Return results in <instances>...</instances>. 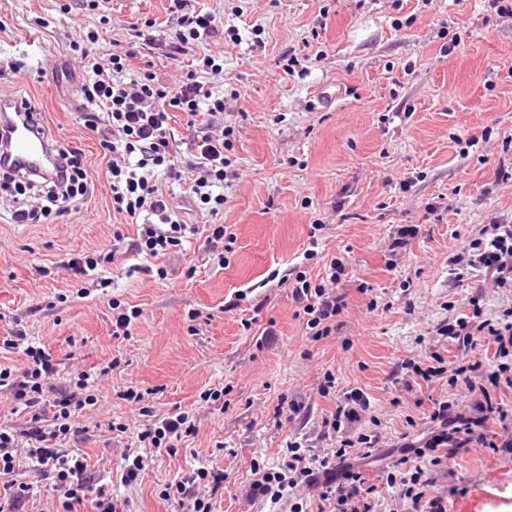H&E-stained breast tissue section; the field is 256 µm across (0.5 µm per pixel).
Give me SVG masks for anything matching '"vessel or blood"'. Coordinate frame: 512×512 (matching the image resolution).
Segmentation results:
<instances>
[{
  "label": "vessel or blood",
  "instance_id": "1",
  "mask_svg": "<svg viewBox=\"0 0 512 512\" xmlns=\"http://www.w3.org/2000/svg\"><path fill=\"white\" fill-rule=\"evenodd\" d=\"M0 130L5 133V147L0 150V166L29 174L42 173L51 157V144L40 133L30 112L14 98L0 95ZM502 485L485 481L474 485L452 501L448 512H493L501 499Z\"/></svg>",
  "mask_w": 512,
  "mask_h": 512
}]
</instances>
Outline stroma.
<instances>
[{"label": "stroma", "mask_w": 512, "mask_h": 512, "mask_svg": "<svg viewBox=\"0 0 512 512\" xmlns=\"http://www.w3.org/2000/svg\"><path fill=\"white\" fill-rule=\"evenodd\" d=\"M169 7L0 0V63L29 67L0 70V90L35 101L52 136L83 150L96 182L69 216L43 224L10 223L0 199V336L21 324L58 361V385L74 369L111 366L80 417L79 449L127 512H176L159 496L164 483L200 466L224 473L215 512H285L251 497L254 466L276 464L290 439L316 438L352 391L368 403L353 433L379 437L360 463L376 510L402 512L387 466L436 430L433 404L448 396L447 379H408L405 362L452 360L436 329L467 312L468 298L482 296L490 312L512 307V288L485 287L478 271L456 277L451 263L490 220L512 222V15L488 0H189L237 32L199 46L224 67L212 86L239 94L215 118L234 129L238 177L224 183L217 220L236 242L222 268L191 239L162 258V280L127 250L136 227L113 211L103 151L84 125L79 88L91 63L71 57L69 41L78 22L100 30L98 55L125 51L129 28L145 20L166 36ZM287 50L301 60L291 74ZM327 85L340 92L326 108L316 95ZM110 250L114 262L83 281L59 267ZM333 260L345 267L347 307L335 333L315 341L282 277L297 269L316 282ZM115 301L140 312L119 338ZM328 372L336 387L324 396ZM215 387L223 403L202 401ZM129 389L142 403L123 399ZM284 397L301 404L295 419L277 414ZM144 405L190 412L198 432L126 485L121 454L150 422ZM113 422L127 433L114 436ZM492 471L512 481V452L459 449L434 492L453 499Z\"/></svg>", "instance_id": "stroma-1"}]
</instances>
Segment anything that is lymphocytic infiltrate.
I'll return each instance as SVG.
<instances>
[{
    "label": "lymphocytic infiltrate",
    "instance_id": "1",
    "mask_svg": "<svg viewBox=\"0 0 512 512\" xmlns=\"http://www.w3.org/2000/svg\"><path fill=\"white\" fill-rule=\"evenodd\" d=\"M170 2L176 20L172 34L161 40L146 39L137 30L133 36L141 40L144 49L162 50L167 59L193 56V65L178 83L165 84L147 68H131L129 55L110 54L107 65L95 64L86 72L81 86L87 108L85 122L97 132L107 158L105 178L112 193V208L137 227L131 252L158 258L203 229L211 251L228 253L235 242L233 234L221 224L201 228L184 222L168 190L169 184L187 183L190 197L203 214L214 216L224 207V182L231 165L224 152L233 130L215 125L216 115L224 111V98L199 78L200 73L218 74L222 68L211 56L196 53L200 40L216 36L224 24L210 12L187 10V0ZM181 114L187 118V127L201 129L190 144L194 160L187 169L178 161L182 143L174 130ZM52 146L56 165L48 174L0 172V190L12 202L14 223L40 224L68 216L77 201L95 191L82 150L58 140ZM463 254L466 268L485 271L491 287L512 288V224H490ZM340 280L341 270L334 264L325 282L316 285L305 272L295 276L291 296L308 317L306 325L312 339L330 336L336 330L335 317L345 305L335 290ZM469 304V313L440 330L460 351V359L448 365L412 367L413 374L426 381L447 378L452 396L435 402L431 419L438 428L415 449L416 464L387 475L388 484L399 488L405 512H446L444 499L431 494L432 471L447 466L456 449L471 443L492 450L512 447V438L499 441L486 432L488 420L495 417L503 421L511 414L491 391L512 389V310L488 316L479 299H470ZM484 343L493 347V360L477 357L476 350ZM0 345L22 351L26 357L21 369L0 365V388L29 414L24 425L0 424V512H26L33 487L14 477L22 457L48 479L51 492L62 500L64 512H77L78 506L87 502L94 512H121L111 492L88 473L84 458L61 446L62 441L79 435V416L98 402L92 392L96 374L80 371L67 386L59 388L53 383L57 361L44 347L30 342L24 330H12L0 338ZM461 389L474 399L466 412L456 408L454 393ZM366 406L363 396L355 392L323 420L321 437L331 440V447H315L304 437L288 442L276 467L255 469L252 496L274 504L286 500L290 512H303L294 496L311 490L326 512H376L373 490L366 487L357 462L371 457L379 438L366 433L353 437L347 430L348 424L359 421V411ZM196 432L189 412L154 417L137 435L140 450L122 456V482L141 477L151 453L176 456L178 442ZM223 483V473L200 467L167 483L160 496L174 501L179 512H214L211 495H200L198 489L203 486L215 491Z\"/></svg>",
    "mask_w": 512,
    "mask_h": 512
}]
</instances>
